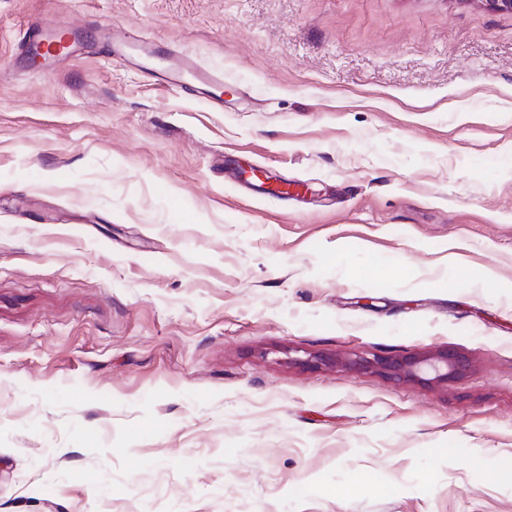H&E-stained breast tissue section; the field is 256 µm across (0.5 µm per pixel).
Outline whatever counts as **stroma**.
Wrapping results in <instances>:
<instances>
[{
    "label": "stroma",
    "mask_w": 512,
    "mask_h": 512,
    "mask_svg": "<svg viewBox=\"0 0 512 512\" xmlns=\"http://www.w3.org/2000/svg\"><path fill=\"white\" fill-rule=\"evenodd\" d=\"M0 512H512V14L0 0ZM178 64L180 67H185L193 71L194 76L202 86L200 90L204 91L213 102L221 105V94H218L215 90L223 86L224 78L222 76H217L210 72L193 67L187 60H180L178 61ZM310 363L320 365L344 363L352 370L378 373L395 381L440 385L463 376L469 362L462 356L445 350L415 352L403 356H356L342 361L339 357H316Z\"/></svg>",
    "instance_id": "1"
}]
</instances>
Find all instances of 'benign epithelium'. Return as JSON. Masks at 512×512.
<instances>
[{"instance_id": "7a95c632", "label": "benign epithelium", "mask_w": 512, "mask_h": 512, "mask_svg": "<svg viewBox=\"0 0 512 512\" xmlns=\"http://www.w3.org/2000/svg\"><path fill=\"white\" fill-rule=\"evenodd\" d=\"M344 363L352 370L378 373L395 381L440 385L463 376L469 362L462 356L448 351L415 352L403 356H357L341 361L338 357H317L320 365Z\"/></svg>"}]
</instances>
